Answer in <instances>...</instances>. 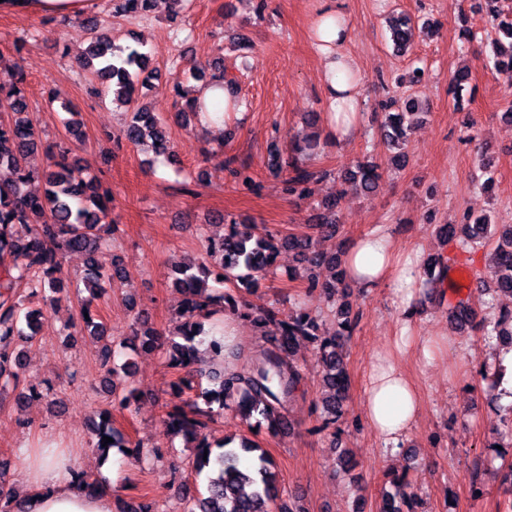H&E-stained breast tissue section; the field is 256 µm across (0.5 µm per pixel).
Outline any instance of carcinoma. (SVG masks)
Listing matches in <instances>:
<instances>
[{
	"label": "carcinoma",
	"mask_w": 512,
	"mask_h": 512,
	"mask_svg": "<svg viewBox=\"0 0 512 512\" xmlns=\"http://www.w3.org/2000/svg\"><path fill=\"white\" fill-rule=\"evenodd\" d=\"M492 5L493 66L508 79H512V15L503 16L494 4L498 0H484ZM152 9V0H114L113 12L128 18H144ZM415 19L400 12L390 20L391 38L397 50L404 51L410 44ZM88 56L82 67L100 82L103 93L113 94L114 100L130 110V117L113 140L116 145H138L151 142L153 151L166 159H174V144L168 131V118L150 111L139 102L136 93L140 72L148 65V56L130 45L121 47L114 38L97 30L92 24ZM213 73L193 71L194 77L207 83L224 80V60L218 57L210 64ZM469 69L457 70L448 84V94L459 102L469 85ZM6 112L0 118V170L9 176L0 178V391L10 387L16 392V405L30 398L45 396L42 391L21 385L20 370L24 350L14 344L18 339L28 343L41 333L44 316L31 299L44 302L57 301L61 290L62 260L67 253L85 255L86 268L82 281L88 297L81 304L80 322L83 331L91 336L104 335L103 324L91 312L98 294L121 281L117 256L112 266L98 260L102 249L110 246L114 227L107 222L112 195L94 178L83 176L76 165L74 153L80 144L77 135L79 123L67 122L70 142L58 145L52 164L42 173L28 168L30 153L42 146L39 135L29 118L23 90L14 85L0 89V109ZM174 117L184 123L199 120L209 110L199 102L187 100L175 104ZM415 103L409 100L404 108L385 115V139L395 154L391 160L400 163L405 157V146L411 128ZM318 146L315 135L296 140L288 157L279 150L273 152L276 170L291 171L286 180L289 194L302 197L311 181L327 172L314 170L305 158ZM382 177L380 165L358 161L344 176L343 183L355 191L374 192ZM44 183V192L36 194L30 189L35 181ZM438 233L446 238H459L462 247L486 245L495 242L490 255L496 273L495 288L512 294V224H493L486 215L463 217L461 229L454 224H443ZM295 252L307 279V288H322L333 295L336 282L344 279L335 273L333 280L321 282L316 270L329 265L336 268V258L317 251L312 240L303 236H283L270 230L259 233L252 227L234 220L221 241L213 237L202 240L203 257L178 266L172 286L183 296L182 321L176 338L169 340V364L174 368H187L196 353V338L206 343L213 361L205 376L191 371L179 378L174 397L177 399L168 412L166 425L176 434L193 444L195 453L192 469L196 477L203 478V490L183 497V512H294L281 503L279 474L269 454L241 435L227 436L215 445L206 441L203 430L213 419V406L220 410H233L248 427L257 426L275 434L288 424L286 411L302 380L303 369L293 360L286 359L300 340L316 344V356L321 368L323 412L326 425H334L343 418V401L349 390V376L342 356L343 341L353 335L356 320L348 313H340V322L327 335L318 333L317 319L303 310L282 316L271 309L254 315L240 308V293L256 287L259 276L273 265L283 249ZM447 267L441 258H432L424 270L428 283L438 288L443 284ZM221 309L233 308L253 323L267 346L257 349L242 360L240 349H228L223 331L212 328L204 331L202 320L216 313L215 300ZM476 328L487 337L498 340L512 338V309L500 311L495 320L482 319ZM131 336L141 340V347L151 349L159 337L142 315H137L131 327ZM116 351L104 345L98 353L101 369L108 377L112 390H117L112 377L121 371L132 376L133 362L115 364ZM96 447L125 448L127 443L112 427V413L100 414V423L94 429ZM113 442L102 447L103 437ZM379 512H413L415 494L407 478H393L390 488L381 496Z\"/></svg>",
	"instance_id": "obj_1"
}]
</instances>
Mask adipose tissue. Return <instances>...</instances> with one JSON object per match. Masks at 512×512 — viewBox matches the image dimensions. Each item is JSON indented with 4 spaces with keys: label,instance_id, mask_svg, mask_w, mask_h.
<instances>
[{
    "label": "adipose tissue",
    "instance_id": "ef3b65f1",
    "mask_svg": "<svg viewBox=\"0 0 512 512\" xmlns=\"http://www.w3.org/2000/svg\"><path fill=\"white\" fill-rule=\"evenodd\" d=\"M84 0H0V14L61 17L81 14ZM322 82L326 101L340 110L344 97H356L359 83L348 80L351 60L340 47L320 48ZM342 266L348 283L368 291L391 290L402 319L398 337L378 350L366 371L360 392L364 419L370 430L390 448H398L418 421L422 402L402 362L414 357L422 368L433 369L442 359V346L435 338L417 335L412 319L419 294V262L402 252L393 237L371 232L351 240L343 249ZM27 489L20 504L24 512H114L111 484L96 490L83 488L71 471L61 468L53 449H44L27 463Z\"/></svg>",
    "mask_w": 512,
    "mask_h": 512
}]
</instances>
